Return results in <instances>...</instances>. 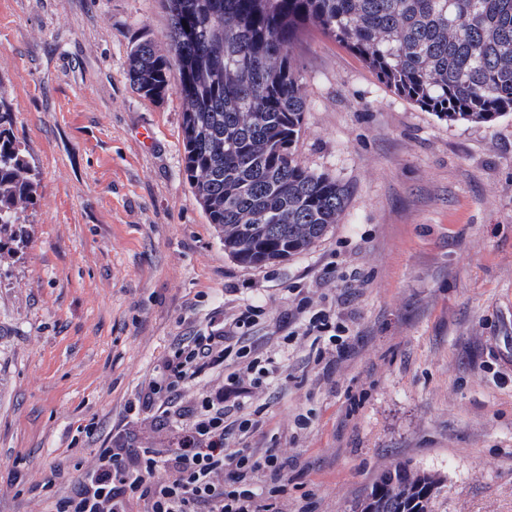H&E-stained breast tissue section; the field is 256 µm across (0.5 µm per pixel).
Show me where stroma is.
Here are the masks:
<instances>
[{
    "label": "stroma",
    "instance_id": "35a3bbf8",
    "mask_svg": "<svg viewBox=\"0 0 512 512\" xmlns=\"http://www.w3.org/2000/svg\"><path fill=\"white\" fill-rule=\"evenodd\" d=\"M167 28L160 0H0V99L37 183L0 241V512H47L42 485L71 489L171 346L247 302L282 369L228 445L292 459L281 512H351L394 463L442 477L435 512H512V112L448 123L309 32L296 156L351 194L309 250L249 267L186 181L177 88L129 83L132 43L167 50ZM296 285L335 303L342 352L292 336Z\"/></svg>",
    "mask_w": 512,
    "mask_h": 512
}]
</instances>
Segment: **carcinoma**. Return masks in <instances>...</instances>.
<instances>
[{
  "label": "carcinoma",
  "instance_id": "cac0c4a2",
  "mask_svg": "<svg viewBox=\"0 0 512 512\" xmlns=\"http://www.w3.org/2000/svg\"><path fill=\"white\" fill-rule=\"evenodd\" d=\"M170 54L139 39L128 78L151 101L172 77L184 101L186 180L224 251L244 266L282 262L337 223L349 187L295 159L307 99L292 52L317 30L359 56L397 95L450 122L512 112V0H162ZM0 100V229L36 194L32 165ZM379 512H413L378 490Z\"/></svg>",
  "mask_w": 512,
  "mask_h": 512
}]
</instances>
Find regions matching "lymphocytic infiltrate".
Returning <instances> with one entry per match:
<instances>
[{
	"mask_svg": "<svg viewBox=\"0 0 512 512\" xmlns=\"http://www.w3.org/2000/svg\"><path fill=\"white\" fill-rule=\"evenodd\" d=\"M256 312L255 305H245L230 323L181 340L157 379L128 402L133 417L145 412L160 420L175 412L185 418L170 447L135 448L129 434L117 433L71 492L56 497L52 512H275L272 501L288 480L287 458L272 448L259 454L227 444L233 434L258 429V420L243 409L252 388L277 370L274 358L258 361L246 343ZM292 318L295 335L343 346L347 327L330 308L304 298ZM230 349L245 360L244 371L228 374L223 387L194 405L180 406L188 380L223 365Z\"/></svg>",
	"mask_w": 512,
	"mask_h": 512,
	"instance_id": "f902f5d3",
	"label": "lymphocytic infiltrate"
}]
</instances>
